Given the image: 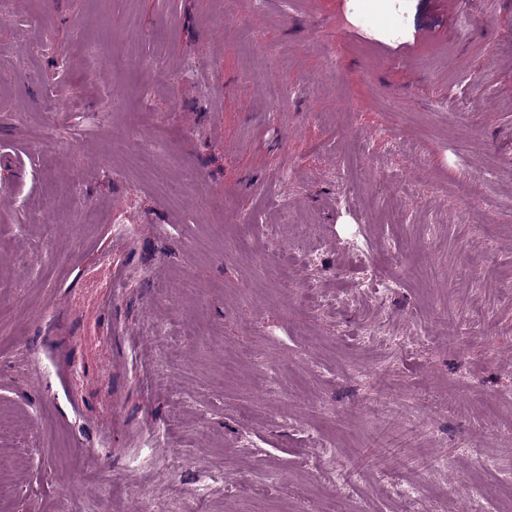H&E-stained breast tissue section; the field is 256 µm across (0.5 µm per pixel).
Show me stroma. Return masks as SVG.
<instances>
[{
  "mask_svg": "<svg viewBox=\"0 0 512 512\" xmlns=\"http://www.w3.org/2000/svg\"><path fill=\"white\" fill-rule=\"evenodd\" d=\"M510 198L512 0H5L0 512H504Z\"/></svg>",
  "mask_w": 512,
  "mask_h": 512,
  "instance_id": "obj_1",
  "label": "stroma"
}]
</instances>
